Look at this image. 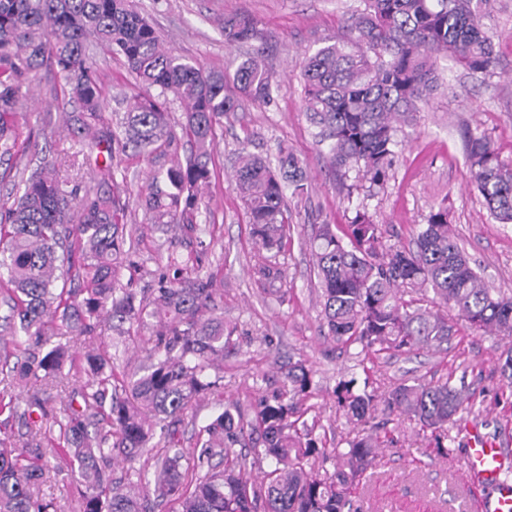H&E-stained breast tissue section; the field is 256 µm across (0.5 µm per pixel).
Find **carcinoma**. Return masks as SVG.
I'll use <instances>...</instances> for the list:
<instances>
[{"mask_svg": "<svg viewBox=\"0 0 512 512\" xmlns=\"http://www.w3.org/2000/svg\"><path fill=\"white\" fill-rule=\"evenodd\" d=\"M365 8L350 24V35L317 49L303 62L305 111L329 141L330 164L355 167L372 185L380 184L395 155L394 123L406 121L440 87L438 61L446 57L471 72H487L495 62L494 38L485 20L489 0H364ZM256 21L247 15L224 19L230 43L256 38ZM95 42L125 58L146 87L170 93L184 107L181 132L190 151L147 185L146 212L154 224L196 230V216L208 208L202 189L210 182L211 149L224 119L239 108V99L224 93L225 76L207 72L161 48L156 31L132 0H0V146L15 140L10 118L24 108L25 78L44 67L66 79L80 106L66 130L89 135L104 121L99 78L89 56ZM256 55L235 68L233 83L251 101H272L271 76ZM121 134L94 136L97 187L78 196V185L60 178L55 165L42 159L22 180L23 191L0 213V293L7 296L3 328L21 348L25 361L16 379L60 384L64 370L87 376L84 406L58 423L54 449L61 464L50 465L41 448L20 452L0 440V512H57L39 498L46 473L68 472L78 493L79 512H145L142 498L112 486L101 463L121 456L132 459L147 448L155 427L179 419L212 382L207 370L224 355V318L204 317L217 295L213 278L170 279L188 265L178 253L153 279L150 295L141 299L116 286L117 263L126 254V225L114 183L112 145L151 155L157 144L171 145L177 134L165 102L136 95L120 123ZM471 181L490 216L512 224V160H504L484 135L465 144ZM235 180L249 213L253 249L278 250L288 232L286 193L301 195L307 172L303 161L285 146L277 149V166L250 153L238 161ZM310 248L322 290L321 306L328 335L345 345L359 344L378 356L404 348L439 346L448 341V313L470 326L512 334V294L484 287L455 240L448 211L430 215L415 248H386L380 225L358 210L342 233L334 224L315 226ZM83 288L58 287L70 274ZM255 281L275 290L281 269L261 257ZM82 300H77L78 293ZM416 293L421 298L405 299ZM120 323L146 317L160 319L153 339L156 361L143 373L118 378L105 350L78 355L50 337L63 329L72 336L91 335L103 316ZM288 390L263 399L252 419L232 403L199 429L207 435L198 467L204 474L188 482L184 454L170 448L157 462L153 495L180 502V512H359L352 487L376 460L378 440L366 435L347 448L320 444L315 425L303 420L312 379L302 366L288 368ZM351 379L336 388V401L357 420L371 418L382 403L388 410L411 415L431 430L436 447L448 425L468 409V400L450 379L400 383L383 400ZM25 403L27 412L42 408L39 390L29 388L0 397V409L11 413ZM261 447L274 463L256 483L245 471L236 447ZM339 465L332 474L313 469L329 459Z\"/></svg>", "mask_w": 512, "mask_h": 512, "instance_id": "1", "label": "carcinoma"}]
</instances>
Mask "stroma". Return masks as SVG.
Returning a JSON list of instances; mask_svg holds the SVG:
<instances>
[{"instance_id": "35a3bbf8", "label": "stroma", "mask_w": 512, "mask_h": 512, "mask_svg": "<svg viewBox=\"0 0 512 512\" xmlns=\"http://www.w3.org/2000/svg\"><path fill=\"white\" fill-rule=\"evenodd\" d=\"M136 9L157 31L163 48L174 51L207 71L224 73L227 93L236 94L231 79L236 59L263 49L268 70L277 87L271 105L241 99L237 112L224 121L222 136L212 149V179L205 190L209 202L201 213L200 234L161 231L147 223L143 192L151 172L170 166L185 144L162 148L153 160L126 152L118 155L117 191L125 207V222L139 246L127 265L116 272L119 287L136 295L148 294L158 266L168 252L200 255L195 274L213 277L219 288L215 299L218 316L231 330L223 359L209 371L217 388L206 391L177 426L185 463L195 466L200 426L213 419L225 403L233 402L253 414L259 400L288 387L289 363H302L313 373L307 399V421L326 431L328 441L368 433L369 426L347 419L338 411L336 387L349 379L372 375L376 394L408 379L428 383L452 375L473 408L448 428L449 455L439 454L430 431L413 417L377 412L374 423L386 435L376 466L352 490L362 512H475L476 492L464 480L463 458L470 429L486 435L512 434V390L502 386L498 358L512 347V336L491 333L452 321V337L441 348H420L364 359L359 345L336 344L327 334L309 239L315 225L347 224L356 206H365L381 224L389 246L414 248V239L432 211L444 208L465 253L478 267L493 291L512 293V224L493 220L472 186L465 158L464 131L487 136L502 159H512V0H491L486 20L496 34L495 65L486 75L440 63V88L400 125L398 154L384 182L370 186L357 169L335 171L304 110L300 64L305 54L326 42L349 35L350 18L360 0H134ZM248 15L257 22L256 39L231 44L224 38V20ZM102 88L103 116L119 124L132 96L142 85L128 70L122 56L108 49L94 51ZM64 82L53 70L43 69L26 81L22 92L26 107L13 119L15 142L0 161V209L11 207L13 188L30 159L32 144L43 128H60L64 113L73 111ZM301 158L309 174L307 196L287 202L288 237L271 262L284 272L280 293L264 294L253 277L256 263L251 225L234 179L238 155L246 151L275 158L278 146ZM56 171L77 177L82 188L94 185L85 158L90 142L65 136L52 140ZM153 322L133 327L130 333L103 324L93 335L71 340L73 349L85 353L106 348L117 371H132L146 363ZM68 377L44 394L45 414L20 419L0 414V430L10 433L14 447H25L29 430L52 425L79 398ZM161 445H154L134 463L112 462L106 472L113 481L140 495L153 490L154 462Z\"/></svg>"}]
</instances>
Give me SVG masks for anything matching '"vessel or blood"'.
<instances>
[{
	"label": "vessel or blood",
	"mask_w": 512,
	"mask_h": 512,
	"mask_svg": "<svg viewBox=\"0 0 512 512\" xmlns=\"http://www.w3.org/2000/svg\"><path fill=\"white\" fill-rule=\"evenodd\" d=\"M507 453L502 440L472 432L464 465L468 479L479 492L476 512H512V477L504 468Z\"/></svg>",
	"instance_id": "b4317fda"
}]
</instances>
